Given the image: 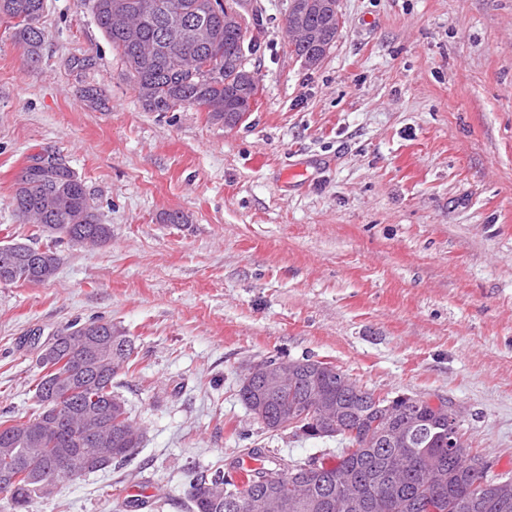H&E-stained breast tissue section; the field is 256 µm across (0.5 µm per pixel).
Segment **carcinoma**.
<instances>
[{"mask_svg":"<svg viewBox=\"0 0 512 512\" xmlns=\"http://www.w3.org/2000/svg\"><path fill=\"white\" fill-rule=\"evenodd\" d=\"M95 18L104 36L112 44L124 66L122 75L137 93L139 101L149 112H175L193 109L197 112L209 107V119H224V109L238 116L251 111L245 100L236 95L239 66L247 65L248 58L242 48H254L255 37L250 24L233 32L224 29V6L220 0H81ZM44 0H0V22L13 29L16 44L27 60L40 61L45 41L40 27ZM205 13L210 37L191 44L182 50L184 55L196 57L197 65L191 70H179L171 55L164 49L163 28L166 25L187 26ZM49 167L26 165L24 178L16 182L12 197L13 213L21 224H31L50 237L46 251L52 254L43 269L37 273L21 269L14 285L39 284L49 280L56 272L58 258L53 246L67 241L72 244L95 245L106 243L112 237L111 225L101 221L99 207L81 177L71 168L59 164V157L48 156ZM97 327L117 330L109 321L92 318L70 324L67 332L82 336ZM126 348L101 355L83 383L66 394L63 403L79 418L88 408H100L101 429L86 434L56 428L52 419L59 403L48 399L46 385L60 379L64 382L74 377L78 369L80 351L65 348L55 359L37 360L42 376L36 384L35 396L38 409L28 419L12 424L0 422V474L12 477L10 505L13 512H29L31 502L52 494L61 479L75 480L84 475L106 470L128 460L132 449L139 447L142 436L128 439L111 437L105 447L111 463L98 468L87 465L81 448H96L103 433L132 423L130 416L121 417L108 409L109 401L117 397L112 381L129 367L133 353L130 339ZM311 382L323 386L350 417L351 426L365 431L378 420L374 411V393L362 388L349 374L337 367L322 369ZM307 387L288 386L283 400L295 408L292 419L296 427L310 425L315 416L307 413L304 405ZM416 414L423 422L422 434L411 438L400 449L408 461V469L392 479L387 471V458L391 449L382 445L357 447L355 442L342 437L345 447L338 449L336 462L320 463L322 472L311 479V495L320 501L332 502L345 497V488L339 476L345 472L353 475L360 494L373 496L389 481H394V491L380 512H427L428 503L435 502L437 512H461L462 503L475 498L480 486L495 479L490 470L481 473L470 471L468 462L473 449L466 443L458 448L448 447V414L429 408L416 409L412 404L395 406L392 417L405 424L409 415ZM39 432L41 452L38 465L51 471L50 488L42 490L33 486L27 467L30 460L28 437ZM68 451L78 458L70 467H57L60 453ZM299 462L250 469L244 474L242 484L228 478L222 471L210 477L196 472L191 474V512H229L225 503H216L224 496V487L232 489L230 495L241 502L236 512H256L251 507L265 494V487L257 482L259 475L271 473L279 478L284 493L291 492L290 472L303 470Z\"/></svg>","mask_w":512,"mask_h":512,"instance_id":"obj_1","label":"carcinoma"}]
</instances>
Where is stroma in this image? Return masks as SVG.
Here are the masks:
<instances>
[{"label": "stroma", "mask_w": 512, "mask_h": 512, "mask_svg": "<svg viewBox=\"0 0 512 512\" xmlns=\"http://www.w3.org/2000/svg\"><path fill=\"white\" fill-rule=\"evenodd\" d=\"M244 2L260 94L234 127L144 110L80 0H46L33 65L0 24V244L33 237L11 198L47 150L112 227L57 245L50 281L0 285V418L36 409L40 345L100 317L133 342L113 389L144 430L130 465L61 480L29 512H188L187 468L253 448L334 463L340 438L267 432L240 402L274 355L447 400L512 477V0H340L314 68L288 51V0Z\"/></svg>", "instance_id": "stroma-1"}]
</instances>
